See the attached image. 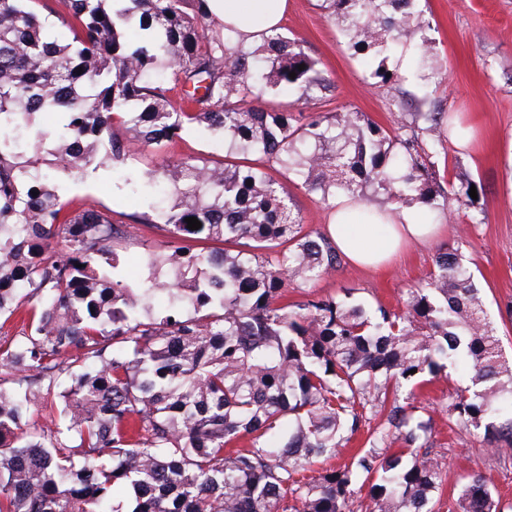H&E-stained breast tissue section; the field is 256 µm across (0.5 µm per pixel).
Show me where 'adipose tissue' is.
Wrapping results in <instances>:
<instances>
[{
  "label": "adipose tissue",
  "mask_w": 512,
  "mask_h": 512,
  "mask_svg": "<svg viewBox=\"0 0 512 512\" xmlns=\"http://www.w3.org/2000/svg\"><path fill=\"white\" fill-rule=\"evenodd\" d=\"M288 0H209L211 13L222 18L237 35L249 43L261 40L264 29L278 25ZM362 205L340 201L327 226L337 249L357 266L377 268L414 243H423L441 230L426 224L413 208L388 212L384 221L364 222Z\"/></svg>",
  "instance_id": "1"
}]
</instances>
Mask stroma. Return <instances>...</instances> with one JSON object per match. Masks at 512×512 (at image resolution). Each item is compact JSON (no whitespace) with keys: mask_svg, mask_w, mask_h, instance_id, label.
<instances>
[{"mask_svg":"<svg viewBox=\"0 0 512 512\" xmlns=\"http://www.w3.org/2000/svg\"><path fill=\"white\" fill-rule=\"evenodd\" d=\"M420 7L430 23L425 35L447 67L436 84L413 77L396 85H370L365 70L317 0H288L281 28L303 43L334 83L333 93L318 104V111L354 108L386 130L396 128L405 113L417 109L436 107L454 115L470 138L464 144L449 142L446 153L434 157L435 170L454 182H481L486 221L470 225L466 210L454 208L451 223L434 240L409 246L378 269L342 262L316 281L312 290L323 296L348 291L367 308L382 305L396 310L402 306L404 290L426 277L440 251L460 248L472 263L502 352L512 359V316L505 311L506 303L512 302V0H420ZM187 158L222 161L224 143L189 128L162 146L135 148L128 166L134 175L143 176L157 162ZM59 183L70 209L91 207L116 218L129 214V237L122 248L124 275L130 284H138L148 273L147 249L162 241L155 229L140 221L147 205L119 186L107 168L86 178L64 175ZM465 384L460 374L442 376L420 396L432 416L431 455L447 474L439 512H448L470 473L483 475L503 503L512 504V460L500 461L498 451L481 435L449 424L442 412L449 392Z\"/></svg>","mask_w":512,"mask_h":512,"instance_id":"stroma-1","label":"stroma"}]
</instances>
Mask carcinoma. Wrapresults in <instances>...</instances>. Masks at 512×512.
I'll return each instance as SVG.
<instances>
[{"instance_id": "carcinoma-1", "label": "carcinoma", "mask_w": 512, "mask_h": 512, "mask_svg": "<svg viewBox=\"0 0 512 512\" xmlns=\"http://www.w3.org/2000/svg\"><path fill=\"white\" fill-rule=\"evenodd\" d=\"M195 2L189 14L184 0H0V319L29 303L21 335L0 340V512H353L363 490L372 512H435L445 472L417 389L465 370L448 421L512 447V362L466 256L439 252L400 311L311 294L342 258L303 230L288 182L378 212L421 204L431 221L453 199L481 224V183L433 188L431 158L463 128L437 109L392 131L350 109L305 116L333 88L319 61L278 28L257 46L213 31ZM321 7L373 83L402 80L388 66L398 54L423 81L443 72L417 39L418 0ZM43 113L54 123L31 153ZM195 124L243 160L162 164L135 182L149 208L172 204L153 225L166 249L133 287L115 248L124 225L68 211L59 175L105 166L130 182L134 144ZM49 397L60 422L31 426ZM378 415L367 448L305 476ZM452 512L504 506L472 474Z\"/></svg>"}]
</instances>
